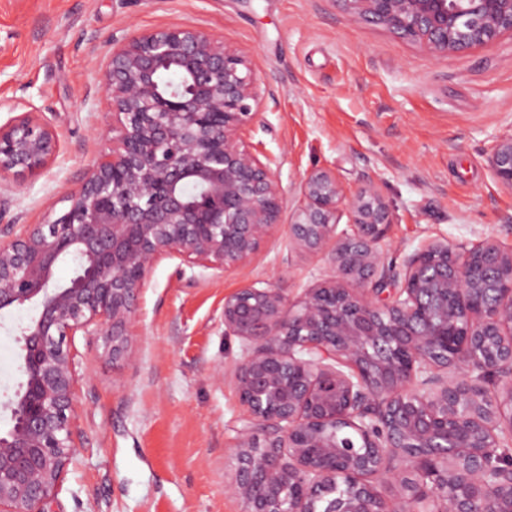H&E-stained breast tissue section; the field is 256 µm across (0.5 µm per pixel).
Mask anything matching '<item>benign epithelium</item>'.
<instances>
[{"label": "benign epithelium", "mask_w": 512, "mask_h": 512, "mask_svg": "<svg viewBox=\"0 0 512 512\" xmlns=\"http://www.w3.org/2000/svg\"><path fill=\"white\" fill-rule=\"evenodd\" d=\"M337 2L433 58L512 37V0ZM164 67L188 90L162 88ZM105 90L112 154L56 218L0 244V311L35 310L21 329L24 384L4 405L0 512H45L76 456L79 375L66 337L102 332L112 359L127 356L160 259L224 270L280 223V177L244 138L264 92L242 51L199 29L145 31L112 49ZM58 150L27 111L0 125V177L36 175ZM488 167L512 191L511 135ZM298 191L288 237L330 253L335 275L294 304L272 288L224 298L225 330L249 343L234 373L246 424L230 492L244 512H392L375 488L388 483L421 512H487L489 494L495 512H512V472L491 466L512 434V251L432 239L395 272L378 249L392 213L375 185L350 194L319 169ZM345 213L351 232L340 235ZM71 260L73 276L58 279ZM451 367L466 373L450 378ZM396 461L432 468L415 487Z\"/></svg>", "instance_id": "obj_1"}]
</instances>
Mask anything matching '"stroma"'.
Returning a JSON list of instances; mask_svg holds the SVG:
<instances>
[{
    "label": "stroma",
    "instance_id": "stroma-1",
    "mask_svg": "<svg viewBox=\"0 0 512 512\" xmlns=\"http://www.w3.org/2000/svg\"><path fill=\"white\" fill-rule=\"evenodd\" d=\"M157 27L204 30L247 54L265 95L246 137L270 155L286 191L281 223L237 267L149 273L130 325L131 357L76 334L79 453L49 512H242L226 486L243 407L233 372L246 344L224 333L225 296L254 286L297 300L333 276L326 256L288 238L298 184L333 172L376 185L392 210L378 248L402 268L427 240L512 249V192L487 164L512 135V38L440 58L334 0H0V124L24 99L59 139L22 181L0 179V243L55 217L112 150L104 90L113 39ZM30 307L0 312V398L23 381L19 330Z\"/></svg>",
    "mask_w": 512,
    "mask_h": 512
}]
</instances>
